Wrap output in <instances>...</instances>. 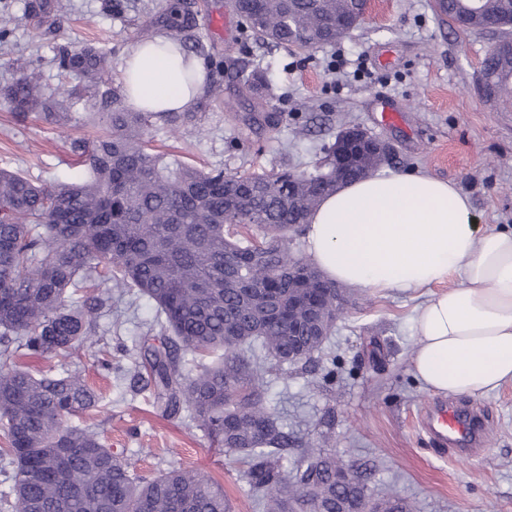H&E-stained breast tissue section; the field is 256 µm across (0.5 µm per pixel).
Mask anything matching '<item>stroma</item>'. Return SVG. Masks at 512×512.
Wrapping results in <instances>:
<instances>
[{
	"label": "stroma",
	"instance_id": "35a3bbf8",
	"mask_svg": "<svg viewBox=\"0 0 512 512\" xmlns=\"http://www.w3.org/2000/svg\"><path fill=\"white\" fill-rule=\"evenodd\" d=\"M23 0H0L10 33L0 40V86L17 76L24 57L46 89L60 81L58 47L92 45L106 56L113 81L143 29L162 32L165 0H68L62 23L35 26ZM191 27L183 41L205 62L209 91L193 108L194 127L172 132L155 123L148 136L170 160L240 175L304 170L349 127L391 142L388 169L448 180L470 199L482 226H512V96L497 102L477 90L481 63L496 30L469 32L438 17L434 0H371L364 23L330 46L297 51L256 42L230 0H185ZM260 70L277 88L259 99L239 87L238 69ZM397 104L399 123L384 124V105ZM85 103L63 123L19 116L0 102V169L38 184L81 176L74 141L93 142L102 128L85 122ZM278 116L265 123V114ZM336 330L311 363L284 365L269 376L279 420L300 445L330 438V452L367 469L371 491L392 488L415 512H512V384L473 399L488 420L483 445L469 457L435 450L419 419L434 395L414 379L413 320L420 298L348 291ZM155 310L133 291H113L97 321L96 344L70 359L24 356L37 370L80 372L101 399L75 416L95 428L139 473L187 468L212 476L232 512H263L245 466L224 453L188 412L166 416L133 369ZM111 359V370L100 362Z\"/></svg>",
	"mask_w": 512,
	"mask_h": 512
}]
</instances>
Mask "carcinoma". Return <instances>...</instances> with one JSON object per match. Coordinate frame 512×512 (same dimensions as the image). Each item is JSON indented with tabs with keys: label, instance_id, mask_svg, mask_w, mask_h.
<instances>
[{
	"label": "carcinoma",
	"instance_id": "carcinoma-1",
	"mask_svg": "<svg viewBox=\"0 0 512 512\" xmlns=\"http://www.w3.org/2000/svg\"><path fill=\"white\" fill-rule=\"evenodd\" d=\"M363 0H232L245 28L267 45L308 50L336 43ZM442 14L466 31L512 26V0H437ZM27 15L61 19L63 0H28ZM164 18L182 41L189 17L172 0ZM58 67L83 84L46 92L34 63L0 100L19 114L54 120L55 97L81 101L111 84L103 53L92 46L57 49ZM484 97L512 94V53L492 48L482 61ZM105 133L76 142L83 174L37 185L0 171V460L13 466L17 512H231L224 489L193 469L152 478L137 475L101 435L67 423L96 407L99 395L78 373H36L8 365L19 353L68 357L92 341L98 307L112 287L132 288L156 310L162 346L146 345L138 377H147L163 412H190L209 437L247 466L264 512H413L388 493L374 498L353 466L320 443L287 464L291 440L268 402L275 367L312 359L341 317L334 282L316 271L319 288L297 269L313 267L291 247L307 218L336 185L374 173L381 162L354 147L336 167L329 156L308 170L237 175L172 165L145 135L163 119L172 130L194 122L190 112H141L122 93L90 103ZM87 281L93 303L69 309L67 294ZM276 289L271 300L265 289ZM210 357L183 373L178 350ZM353 472L345 480L344 471Z\"/></svg>",
	"mask_w": 512,
	"mask_h": 512
}]
</instances>
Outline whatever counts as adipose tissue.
Wrapping results in <instances>:
<instances>
[{
  "mask_svg": "<svg viewBox=\"0 0 512 512\" xmlns=\"http://www.w3.org/2000/svg\"><path fill=\"white\" fill-rule=\"evenodd\" d=\"M121 70L126 102L144 112L190 111L207 89L202 61L164 34L137 43ZM305 245L333 281L427 291L410 365L428 390L475 399L512 383V228H480L453 183L388 172L344 184L313 214Z\"/></svg>",
  "mask_w": 512,
  "mask_h": 512,
  "instance_id": "ef3b65f1",
  "label": "adipose tissue"
}]
</instances>
